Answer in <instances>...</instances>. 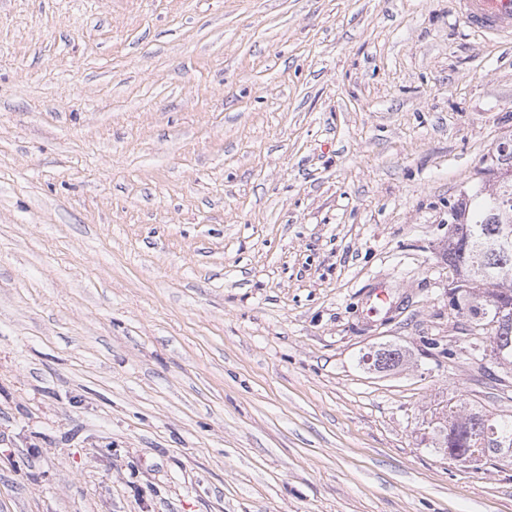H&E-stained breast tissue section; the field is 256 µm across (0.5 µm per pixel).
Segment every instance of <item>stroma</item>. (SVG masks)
Masks as SVG:
<instances>
[{
  "instance_id": "stroma-1",
  "label": "stroma",
  "mask_w": 512,
  "mask_h": 512,
  "mask_svg": "<svg viewBox=\"0 0 512 512\" xmlns=\"http://www.w3.org/2000/svg\"><path fill=\"white\" fill-rule=\"evenodd\" d=\"M508 140L451 0H0V512H512L435 447L512 415L442 258Z\"/></svg>"
}]
</instances>
